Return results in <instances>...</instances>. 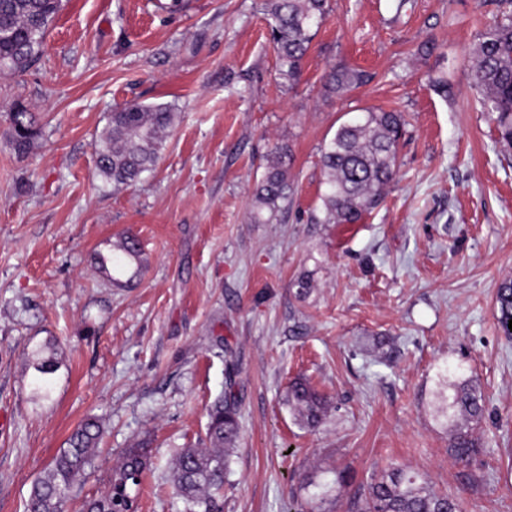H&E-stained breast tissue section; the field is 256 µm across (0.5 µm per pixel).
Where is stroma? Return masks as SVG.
Segmentation results:
<instances>
[{
  "mask_svg": "<svg viewBox=\"0 0 512 512\" xmlns=\"http://www.w3.org/2000/svg\"><path fill=\"white\" fill-rule=\"evenodd\" d=\"M170 3L63 0L36 63L0 70V512H24L89 418L103 441L67 512L104 492L142 440L152 466L139 512H183L172 463L206 447L207 411L228 393L240 439L222 512H307V478L341 470L352 481L324 509L349 512L356 487L393 464L461 494L464 512H512V340L496 318L512 280V150L469 85V52L500 0H329L292 88L276 74L266 0ZM334 64L369 79L328 93ZM133 101L178 119L156 166L116 187L97 174L96 143ZM18 108L37 118L23 157ZM368 108L406 121L398 174L343 241L341 225L310 221L320 149ZM281 149L288 216L252 223L255 185ZM125 233L142 250L131 289L94 263ZM38 353L57 362L45 397ZM445 367L485 398L466 467L438 412ZM299 376L329 400L314 431L285 400ZM10 121L13 149L18 156L23 157L31 149L37 134L35 117L31 112L22 109L11 112Z\"/></svg>",
  "mask_w": 512,
  "mask_h": 512,
  "instance_id": "35a3bbf8",
  "label": "stroma"
}]
</instances>
